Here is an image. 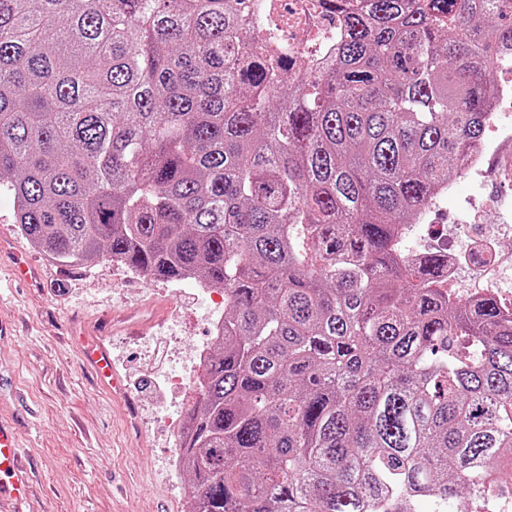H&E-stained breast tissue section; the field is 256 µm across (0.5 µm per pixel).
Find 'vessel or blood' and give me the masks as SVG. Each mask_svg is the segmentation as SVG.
I'll return each mask as SVG.
<instances>
[{
	"mask_svg": "<svg viewBox=\"0 0 512 512\" xmlns=\"http://www.w3.org/2000/svg\"><path fill=\"white\" fill-rule=\"evenodd\" d=\"M85 359L102 382L117 386L110 352L104 344L88 345ZM29 479L30 467L21 454L16 434L8 421L0 418V512H20L19 503Z\"/></svg>",
	"mask_w": 512,
	"mask_h": 512,
	"instance_id": "obj_1",
	"label": "vessel or blood"
}]
</instances>
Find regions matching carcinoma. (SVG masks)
I'll list each match as a JSON object with an SVG mask.
<instances>
[{"mask_svg": "<svg viewBox=\"0 0 512 512\" xmlns=\"http://www.w3.org/2000/svg\"><path fill=\"white\" fill-rule=\"evenodd\" d=\"M0 0V187L63 263L224 289L190 512H413L512 470V319L404 252L485 140L512 0ZM311 1L317 0H278V16L274 24L278 35L292 47L296 61L313 49H321L333 37L336 23L315 8Z\"/></svg>", "mask_w": 512, "mask_h": 512, "instance_id": "carcinoma-1", "label": "carcinoma"}]
</instances>
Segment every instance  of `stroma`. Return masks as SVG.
<instances>
[{
  "mask_svg": "<svg viewBox=\"0 0 512 512\" xmlns=\"http://www.w3.org/2000/svg\"><path fill=\"white\" fill-rule=\"evenodd\" d=\"M450 186L429 223L512 225V138L496 135L482 170ZM19 253L39 266L36 287L12 280ZM223 307V289L192 279H153L106 257L54 260L21 234L11 197L0 193V413L32 463L30 512H183L181 486L165 469L174 451L166 423L186 416L194 393L170 381L209 342ZM130 311L150 322L139 334L107 336L121 378L110 391L79 358L76 339Z\"/></svg>",
  "mask_w": 512,
  "mask_h": 512,
  "instance_id": "obj_1",
  "label": "stroma"
}]
</instances>
